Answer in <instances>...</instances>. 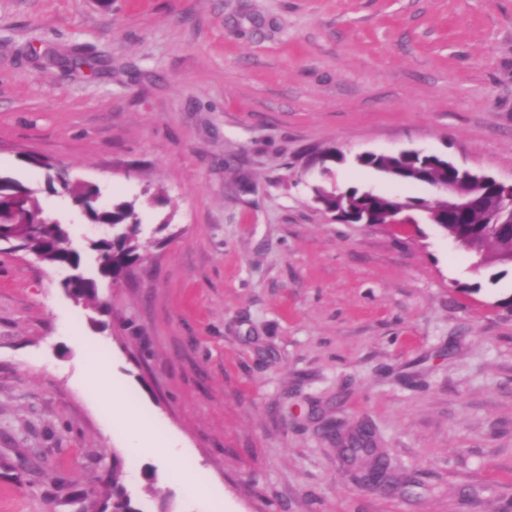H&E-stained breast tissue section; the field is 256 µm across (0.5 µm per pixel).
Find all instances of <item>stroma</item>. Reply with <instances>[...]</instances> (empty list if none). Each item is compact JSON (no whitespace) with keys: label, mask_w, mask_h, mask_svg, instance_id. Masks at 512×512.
<instances>
[{"label":"stroma","mask_w":512,"mask_h":512,"mask_svg":"<svg viewBox=\"0 0 512 512\" xmlns=\"http://www.w3.org/2000/svg\"><path fill=\"white\" fill-rule=\"evenodd\" d=\"M404 148L512 179V0H0V174L98 280L0 251V512H112L116 480L136 512H512V270L313 200L430 196L353 161ZM37 158L136 201L144 263L100 277L109 228ZM127 405L175 453L129 449ZM361 425L379 488L336 442Z\"/></svg>","instance_id":"obj_1"}]
</instances>
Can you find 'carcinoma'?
I'll use <instances>...</instances> for the list:
<instances>
[{"mask_svg":"<svg viewBox=\"0 0 512 512\" xmlns=\"http://www.w3.org/2000/svg\"><path fill=\"white\" fill-rule=\"evenodd\" d=\"M358 166L372 169L387 180H403L407 184H414L422 178L429 182H440L450 176L447 166L436 162L422 168L417 158L403 161L392 157L367 155L360 160ZM60 188L72 195L74 202L84 210L89 223L110 224L115 229L116 236L112 241L98 240L92 243V248L98 253L99 271L102 276L116 282L124 276L128 268L143 261L144 256L138 238L141 222L138 220L136 202L120 200L110 206L98 208L93 203V198L98 194L96 188L73 185L68 180L60 183ZM18 192H24V185L10 176H0V245H6L10 250L39 254L51 265L80 267L81 256L78 252L58 250V246L68 239V231L60 222L44 215L36 193L30 194L27 205V220L37 225L35 232L31 233L16 225L13 197ZM345 194L356 200L370 202L375 207L379 224L385 222L397 207L408 210L426 209L438 214L447 213V202L437 198L399 199L393 195L357 187L345 190ZM439 228L450 236L457 233L474 235L480 249L488 254L512 248V224L506 225L504 229L495 224H486L481 212L473 213L467 224L447 223L439 225ZM338 442L344 447L346 459L351 465L365 473L368 474L378 467H385L383 455L375 446L372 432L365 431V427L361 426L348 436L338 438ZM119 466L120 461L113 459L112 512H136L131 507L130 498L115 477Z\"/></svg>","mask_w":512,"mask_h":512,"instance_id":"carcinoma-1","label":"carcinoma"}]
</instances>
